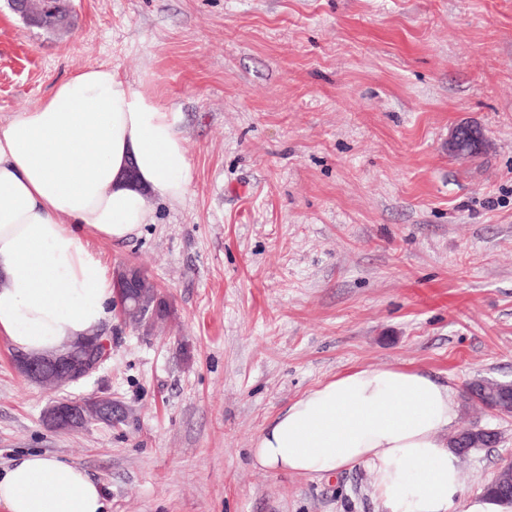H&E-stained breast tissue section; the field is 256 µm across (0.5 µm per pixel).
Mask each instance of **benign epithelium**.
I'll return each mask as SVG.
<instances>
[{
	"instance_id": "7a95c632",
	"label": "benign epithelium",
	"mask_w": 512,
	"mask_h": 512,
	"mask_svg": "<svg viewBox=\"0 0 512 512\" xmlns=\"http://www.w3.org/2000/svg\"><path fill=\"white\" fill-rule=\"evenodd\" d=\"M35 3L39 8H33ZM12 7L33 26L41 23L43 14L48 10L54 13L60 25H70L69 0H13ZM485 143L481 128L461 124L452 130L448 138V151L465 156L482 149ZM112 285L123 318L136 329L148 334L158 321L168 317L165 297L158 289L148 288L138 266L127 263L114 268ZM107 345L108 340L96 332L46 355H21L16 359V365L19 372L32 382L54 386L77 384L98 371L103 362L102 350ZM50 370L55 373L52 378L47 377ZM111 417L112 398L96 394L81 401H58L45 414L47 425L55 431L83 429L92 423L108 422Z\"/></svg>"
}]
</instances>
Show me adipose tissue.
I'll return each instance as SVG.
<instances>
[{"label": "adipose tissue", "instance_id": "1", "mask_svg": "<svg viewBox=\"0 0 512 512\" xmlns=\"http://www.w3.org/2000/svg\"><path fill=\"white\" fill-rule=\"evenodd\" d=\"M181 116L100 64L0 116V335L27 355L96 332L112 282L84 241H127L148 196L181 203L192 181ZM457 393L423 372L362 365L304 393L258 435L256 467L315 479L367 467L383 512H512L465 495L448 430ZM5 512H104L76 463L29 454L0 470Z\"/></svg>", "mask_w": 512, "mask_h": 512}]
</instances>
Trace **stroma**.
<instances>
[{
    "label": "stroma",
    "mask_w": 512,
    "mask_h": 512,
    "mask_svg": "<svg viewBox=\"0 0 512 512\" xmlns=\"http://www.w3.org/2000/svg\"><path fill=\"white\" fill-rule=\"evenodd\" d=\"M63 37L0 0V115L112 64L182 113L185 200L148 198L126 242L172 315L145 336L111 311L81 383L25 380L0 336V469L81 465L105 512H380L366 467L322 479L254 467L288 404L357 365L458 390L456 427L495 429L459 468L477 495L512 462V416L472 403L512 381V0H73ZM487 144L457 156V125ZM107 392L112 424L55 432L60 398ZM484 380L485 385L481 389H475L470 385L469 388H467V393L469 398L488 408L498 403L502 392L501 384L507 381Z\"/></svg>",
    "instance_id": "35a3bbf8"
}]
</instances>
